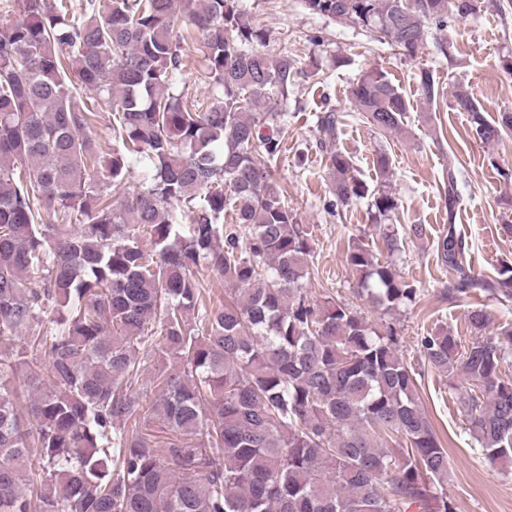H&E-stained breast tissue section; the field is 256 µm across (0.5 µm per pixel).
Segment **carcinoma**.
Instances as JSON below:
<instances>
[{
  "label": "carcinoma",
  "mask_w": 512,
  "mask_h": 512,
  "mask_svg": "<svg viewBox=\"0 0 512 512\" xmlns=\"http://www.w3.org/2000/svg\"><path fill=\"white\" fill-rule=\"evenodd\" d=\"M310 11L372 31L413 59L431 30L480 0H305ZM0 25V512H456L436 482L448 449L422 409V373L391 326L310 295L314 239L269 162L283 151L277 101L300 74L262 50L241 0H16ZM198 31L210 97L179 90V22ZM101 92L72 102V78ZM426 104L440 96L418 74ZM348 98L382 133L400 134L411 102L373 68ZM481 142L512 131L460 87ZM112 114L118 145L92 137ZM342 113L318 116L330 192L371 197L387 251L399 198L381 153L371 190L336 149ZM150 171L126 192L132 163ZM449 228L438 260L448 300L475 288L512 297V267L467 271L453 221L455 163L444 177ZM120 200H114L115 196ZM194 207L190 223L177 222ZM231 215L232 222L224 223ZM355 294L385 313L420 295L369 244L349 245ZM224 279V296L204 276ZM469 339L437 325L421 354L460 403L492 465L512 466V323L492 334L467 307ZM153 372L150 391L141 384Z\"/></svg>",
  "instance_id": "obj_1"
}]
</instances>
